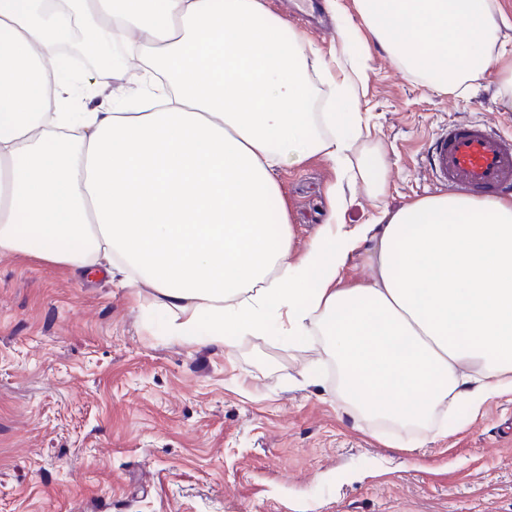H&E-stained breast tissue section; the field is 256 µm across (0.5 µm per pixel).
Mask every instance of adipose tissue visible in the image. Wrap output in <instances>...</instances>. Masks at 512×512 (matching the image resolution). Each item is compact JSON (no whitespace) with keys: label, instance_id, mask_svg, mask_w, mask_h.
<instances>
[{"label":"adipose tissue","instance_id":"ef3b65f1","mask_svg":"<svg viewBox=\"0 0 512 512\" xmlns=\"http://www.w3.org/2000/svg\"><path fill=\"white\" fill-rule=\"evenodd\" d=\"M374 41L445 94L504 75L499 0H354ZM127 48L104 86L56 77L63 47ZM333 88L316 131L306 49L264 0H0V254L147 284L171 332L233 348L319 339L359 413L415 427L512 394V199L448 195L343 223L335 206L288 261L275 168L355 149L359 72ZM365 256L370 280L344 271Z\"/></svg>","mask_w":512,"mask_h":512}]
</instances>
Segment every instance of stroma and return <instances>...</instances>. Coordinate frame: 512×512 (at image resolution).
Listing matches in <instances>:
<instances>
[{"mask_svg":"<svg viewBox=\"0 0 512 512\" xmlns=\"http://www.w3.org/2000/svg\"><path fill=\"white\" fill-rule=\"evenodd\" d=\"M341 4L336 18L308 0L290 23L329 67L360 69L370 132L358 147L384 156L385 188L351 175L354 156L277 168L298 251L329 216L333 186L348 198L344 223L368 224L441 195L423 154L445 125L512 134L496 72L435 93L377 47L352 0ZM436 425L425 447L408 449L406 428L388 447L309 343L190 344L149 287L0 256V512H512V395Z\"/></svg>","mask_w":512,"mask_h":512,"instance_id":"obj_1","label":"stroma"}]
</instances>
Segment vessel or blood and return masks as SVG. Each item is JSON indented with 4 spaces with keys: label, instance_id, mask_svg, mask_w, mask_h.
Wrapping results in <instances>:
<instances>
[{
    "label": "vessel or blood",
    "instance_id": "1",
    "mask_svg": "<svg viewBox=\"0 0 512 512\" xmlns=\"http://www.w3.org/2000/svg\"><path fill=\"white\" fill-rule=\"evenodd\" d=\"M430 179L468 195L512 193V136L480 122L441 129L426 154Z\"/></svg>",
    "mask_w": 512,
    "mask_h": 512
}]
</instances>
